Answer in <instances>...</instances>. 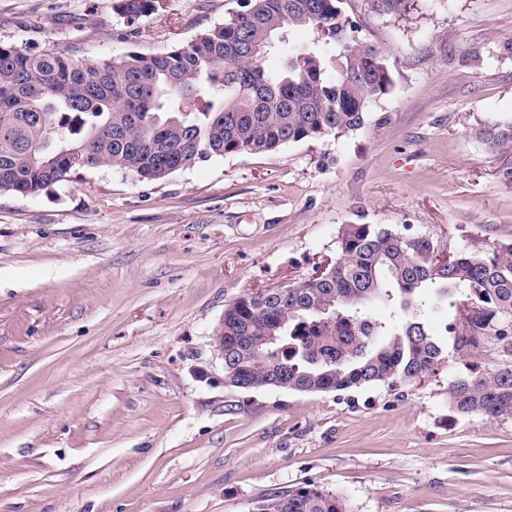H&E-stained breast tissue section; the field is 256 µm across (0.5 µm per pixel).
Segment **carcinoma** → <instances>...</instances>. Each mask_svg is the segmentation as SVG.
Listing matches in <instances>:
<instances>
[{
  "label": "carcinoma",
  "instance_id": "carcinoma-1",
  "mask_svg": "<svg viewBox=\"0 0 512 512\" xmlns=\"http://www.w3.org/2000/svg\"><path fill=\"white\" fill-rule=\"evenodd\" d=\"M343 0H247L228 22L169 51L80 59L73 51L0 44V192L37 195L81 170L107 168L159 181L212 157L265 153L362 129L393 81L380 48L357 38ZM134 20L152 0H121ZM304 27L313 45L281 69L266 57L284 32ZM492 152L512 155V121L479 128ZM336 261L292 287L225 305L227 384L302 394L371 385L408 387L445 361L443 344L413 312L414 293L465 289L457 335L492 339L512 355V239L485 241L441 260L427 236L382 224L341 225ZM393 308L392 321L366 306ZM448 408L512 417V366L448 385ZM256 512H351L313 483L268 495Z\"/></svg>",
  "mask_w": 512,
  "mask_h": 512
}]
</instances>
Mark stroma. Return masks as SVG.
Here are the masks:
<instances>
[{"label": "stroma", "mask_w": 512, "mask_h": 512, "mask_svg": "<svg viewBox=\"0 0 512 512\" xmlns=\"http://www.w3.org/2000/svg\"><path fill=\"white\" fill-rule=\"evenodd\" d=\"M0 0V43L116 58L229 21L239 0ZM393 87L366 126L213 157L161 181L83 170L0 193V512H251L313 483L352 512H512V418L458 416L448 385L512 358L462 346L460 291L424 311L447 359L404 390L317 395L224 382L225 305L336 257L341 225L450 252L512 238V0H344ZM476 138L492 152L512 155V121L497 122L479 128Z\"/></svg>", "instance_id": "stroma-1"}]
</instances>
